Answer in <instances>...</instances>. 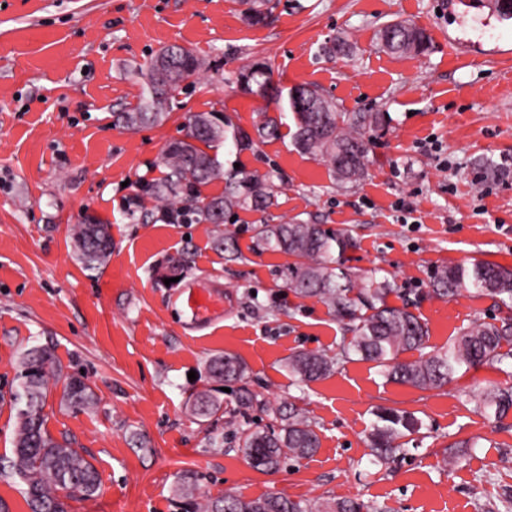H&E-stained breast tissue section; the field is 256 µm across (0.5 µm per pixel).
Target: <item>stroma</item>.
Listing matches in <instances>:
<instances>
[{"mask_svg": "<svg viewBox=\"0 0 512 512\" xmlns=\"http://www.w3.org/2000/svg\"><path fill=\"white\" fill-rule=\"evenodd\" d=\"M266 25H248L240 0H0V456L12 452L11 405L21 354L53 349L83 370L97 396L89 412L47 398V427L84 448L100 489L67 499V512H175L180 476H204L206 494L247 499H359L384 512H512V412L476 411L487 385L512 387V360L457 373L419 390L387 381L375 363L339 364L300 383L299 352L335 355L351 334L328 307L286 286L288 256L252 251L257 224H321L356 243L359 277L395 279L426 324L428 351L447 349L473 322L504 317L492 299L430 296L433 272L486 260L512 268V21L491 0H271ZM409 21L433 42L419 55L380 47L381 28ZM345 42L347 54H325ZM171 46L204 66L185 81L166 119L128 130L113 115L138 102L147 61ZM282 91L311 84L348 113L388 117L372 133L367 177L337 183L330 167L294 145L291 112L242 91L253 61ZM221 112L245 130L281 116V136L253 149L213 147L222 168L271 176L275 203L240 210L224 231L241 257L227 260L207 225L169 223L157 202L132 200L160 177L158 160L183 139L190 114ZM109 225L112 252L95 268L74 253L73 225ZM185 256L179 281L166 262ZM224 297L213 323L192 325L185 285ZM231 353L248 367L261 406L235 412L220 392L217 426L185 410L212 387L205 365ZM306 410L320 445L278 472L249 465L231 434ZM415 413L424 428L403 458L376 463L369 433L379 408ZM226 435L213 447V431Z\"/></svg>", "mask_w": 512, "mask_h": 512, "instance_id": "1", "label": "stroma"}]
</instances>
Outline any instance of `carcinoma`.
Here are the masks:
<instances>
[{"instance_id": "obj_1", "label": "carcinoma", "mask_w": 512, "mask_h": 512, "mask_svg": "<svg viewBox=\"0 0 512 512\" xmlns=\"http://www.w3.org/2000/svg\"><path fill=\"white\" fill-rule=\"evenodd\" d=\"M264 2L254 0L246 11L252 26L262 25L267 13ZM431 38L426 30L410 23L382 30L384 48L393 54L428 49ZM202 62L190 50L169 47L147 65L146 96L128 112L114 113L115 121L128 128L160 122L170 100L187 79L198 75ZM236 81L248 93L265 95L271 89L270 70L255 62L239 71ZM287 105L293 114L294 140L299 149L328 162L337 179L352 184L364 178L369 158V131L382 125L379 112L353 119L336 110L335 104L319 90L296 87L289 91ZM281 118L265 115L256 131L261 139L280 135ZM222 143L238 152L255 146L254 139L235 126L226 115L215 112L189 116L185 138L167 147L161 158L162 177L145 185L146 194L162 203L164 210L182 222L210 224L215 248L237 260L240 253L224 236V219L235 209H265L274 204L269 178L238 169L225 172L217 159L200 148ZM224 176V194L204 197L201 187ZM254 249L279 251L294 261L286 268L288 286L301 298L323 302L336 319L351 326L353 336L343 344L338 356L301 352L288 360V371L301 382L328 376L342 358L358 356L382 368L388 380L419 389L441 387L465 368L501 364L512 359V316L494 323L466 328L444 351L425 353L426 325L408 309L393 306L387 298L403 289L387 277H371L361 283L346 266L353 240L320 224H258L253 228ZM78 259L93 268L103 262L112 248L109 225L91 219L76 226L73 233ZM488 296L499 307L512 310V269L474 260L470 264H450L436 270L430 293L449 299L461 291ZM417 350L420 357L404 361L400 355ZM207 372L216 382L241 381L245 366L233 355L209 360ZM17 385L13 392L16 410L11 456L0 459V475L18 479L30 512H66L64 500L75 494L90 497L100 487L98 473L83 449L63 436L56 438L47 427L44 408L52 388L62 385L60 407L71 412L86 411L95 405L96 395L84 375L66 372L54 354L43 347H32L20 358ZM488 417L501 419L512 410V388L488 387L475 400ZM223 408L211 391L202 390L189 401V412L209 420ZM423 422L415 414L394 408L382 409L370 434L372 448L380 464L405 452L403 439L418 434ZM250 464L262 471H275L287 458L302 459L316 451L319 437L315 424L300 409L281 419L279 431L243 430L238 437ZM184 512H377L363 502L338 499L319 506L268 495L255 499L226 494L212 498L200 491L199 478L187 472L176 486ZM206 497V502L198 501Z\"/></svg>"}]
</instances>
